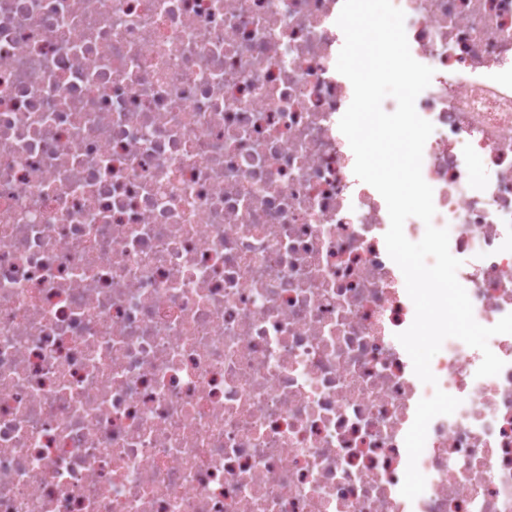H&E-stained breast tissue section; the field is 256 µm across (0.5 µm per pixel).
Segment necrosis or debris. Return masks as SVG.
Listing matches in <instances>:
<instances>
[{
	"label": "necrosis or debris",
	"mask_w": 512,
	"mask_h": 512,
	"mask_svg": "<svg viewBox=\"0 0 512 512\" xmlns=\"http://www.w3.org/2000/svg\"><path fill=\"white\" fill-rule=\"evenodd\" d=\"M433 224L512 313V0H394ZM343 0H0V512H512V334L422 383L339 129ZM492 170L476 179L474 159ZM417 498L400 492L421 399Z\"/></svg>",
	"instance_id": "1"
}]
</instances>
